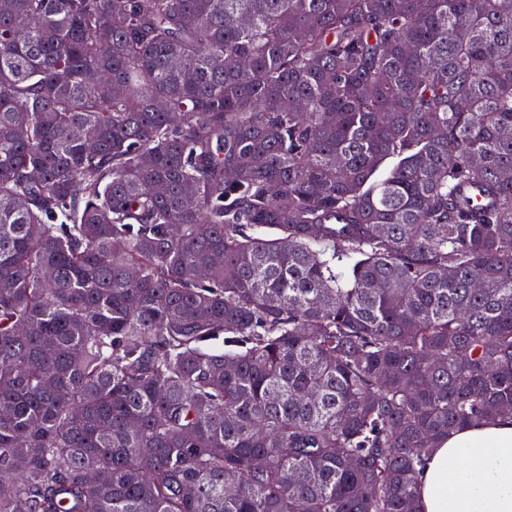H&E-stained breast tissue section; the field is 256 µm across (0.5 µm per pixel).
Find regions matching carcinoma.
I'll return each mask as SVG.
<instances>
[{
    "label": "carcinoma",
    "instance_id": "obj_1",
    "mask_svg": "<svg viewBox=\"0 0 512 512\" xmlns=\"http://www.w3.org/2000/svg\"><path fill=\"white\" fill-rule=\"evenodd\" d=\"M506 416L512 0H0V512H418Z\"/></svg>",
    "mask_w": 512,
    "mask_h": 512
}]
</instances>
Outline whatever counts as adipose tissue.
<instances>
[{"instance_id": "ef3b65f1", "label": "adipose tissue", "mask_w": 512, "mask_h": 512, "mask_svg": "<svg viewBox=\"0 0 512 512\" xmlns=\"http://www.w3.org/2000/svg\"><path fill=\"white\" fill-rule=\"evenodd\" d=\"M419 512H512V417L449 433L418 475Z\"/></svg>"}]
</instances>
